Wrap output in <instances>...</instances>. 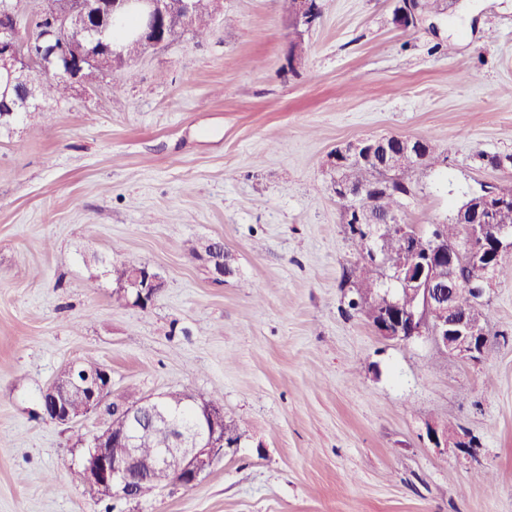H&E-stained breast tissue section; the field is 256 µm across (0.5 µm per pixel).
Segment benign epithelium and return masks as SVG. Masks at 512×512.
I'll return each mask as SVG.
<instances>
[{
    "label": "benign epithelium",
    "instance_id": "benign-epithelium-1",
    "mask_svg": "<svg viewBox=\"0 0 512 512\" xmlns=\"http://www.w3.org/2000/svg\"><path fill=\"white\" fill-rule=\"evenodd\" d=\"M216 11L218 0H41L39 12L31 25L41 30L40 36L28 46L17 41L20 30L18 5L11 0L0 3V127L8 126L20 112H35L40 102L39 84L34 74L43 72L63 77L74 94L88 89L84 70L86 61L72 53L69 43L76 33L99 46L112 61L122 59V52L107 41V29L117 16L131 17L135 24L128 31L130 41L147 50L165 43L164 30L179 19L189 23L197 11ZM398 23L416 28L421 18L417 0H401ZM321 18L318 0H294L289 27L293 41L289 62L302 57L298 42L314 28ZM423 141L408 136L360 138L336 147L330 156L331 167L347 160L372 162L381 170L391 168L398 158L418 155ZM339 203L346 206L367 197L368 189L347 188L334 184ZM512 206V193L490 190L475 196L470 206V219L463 223L464 239L450 246L437 237L425 239L416 229L401 222L398 216L386 221L397 230L414 253L423 254L419 264H410L395 273L396 288L385 295V307L372 327L386 341L408 342L427 336L436 346L457 361H476L484 354L488 333L485 326L466 308L476 298H484L497 281L496 259L512 251V228L494 222V216ZM203 260L211 275L220 280L231 274L224 262V244L212 241ZM466 250V261L474 268L475 277L463 281L457 274L460 250ZM159 275L134 273L125 288L138 290L136 305L148 307L160 292ZM69 377H55L44 391V415L56 422H76L95 413L111 386V375L103 368H88L72 361L67 365ZM71 388L86 391V402L76 413L61 406L59 397ZM124 428L112 434L95 436L90 447L83 449L80 467L85 486L101 495L128 501L140 497L138 484L151 481L193 487L224 449L238 446L218 430L216 419L209 413H223L219 405H210L191 424L180 422L167 401V393L147 396L118 407ZM146 432L166 434L168 445L155 449L150 458L137 448L139 436Z\"/></svg>",
    "mask_w": 512,
    "mask_h": 512
}]
</instances>
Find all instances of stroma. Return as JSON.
Wrapping results in <instances>:
<instances>
[{"mask_svg":"<svg viewBox=\"0 0 512 512\" xmlns=\"http://www.w3.org/2000/svg\"><path fill=\"white\" fill-rule=\"evenodd\" d=\"M398 4L321 0L291 67L279 0H223L206 37L0 129V512H512V280L486 298L479 361L382 340L351 306L329 166L359 138L429 140L425 204L400 213L425 234L512 187L487 162L512 155V0H440L415 29ZM211 240L220 281L195 254ZM125 260L164 282L148 308L113 300ZM70 361L111 373L105 410L216 394L241 441L148 502L73 484L99 419L40 410ZM434 425L467 447H434ZM207 248L208 254L203 255L202 259L208 265L214 279L221 280L224 276L230 275L232 270L224 262V244L220 241H211Z\"/></svg>","mask_w":512,"mask_h":512,"instance_id":"1","label":"stroma"}]
</instances>
